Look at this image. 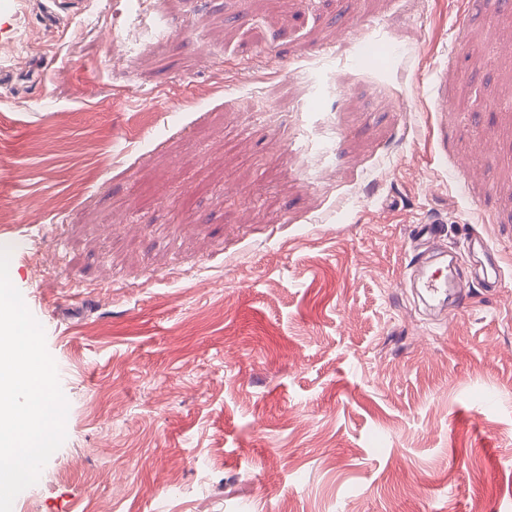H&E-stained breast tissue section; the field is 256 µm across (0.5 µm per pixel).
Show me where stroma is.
<instances>
[{
	"mask_svg": "<svg viewBox=\"0 0 512 512\" xmlns=\"http://www.w3.org/2000/svg\"><path fill=\"white\" fill-rule=\"evenodd\" d=\"M144 2L0 0V246L69 404L12 512H512V0ZM423 219L496 286L426 309ZM384 42L385 41L382 40L380 36H376L371 38V42L358 45L352 57V61L359 64L366 63L378 68L387 67L396 59L397 54L395 52H388L383 46ZM367 45L374 46L373 54L368 52ZM469 249L472 255L479 259L477 262L482 268L484 280L488 283L495 281L500 273L501 254L481 237L472 238Z\"/></svg>",
	"mask_w": 512,
	"mask_h": 512,
	"instance_id": "stroma-1",
	"label": "stroma"
}]
</instances>
